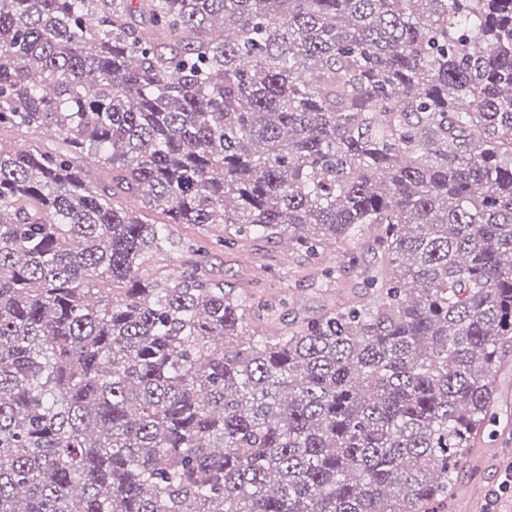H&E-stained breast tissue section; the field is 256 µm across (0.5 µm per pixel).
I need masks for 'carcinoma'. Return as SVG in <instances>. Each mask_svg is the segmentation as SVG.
Wrapping results in <instances>:
<instances>
[{"instance_id":"carcinoma-1","label":"carcinoma","mask_w":512,"mask_h":512,"mask_svg":"<svg viewBox=\"0 0 512 512\" xmlns=\"http://www.w3.org/2000/svg\"><path fill=\"white\" fill-rule=\"evenodd\" d=\"M171 224L379 265L268 330ZM506 348L512 0H0V512H444ZM187 254L181 250H172L155 256L147 265L150 271H158L172 278L190 271Z\"/></svg>"}]
</instances>
